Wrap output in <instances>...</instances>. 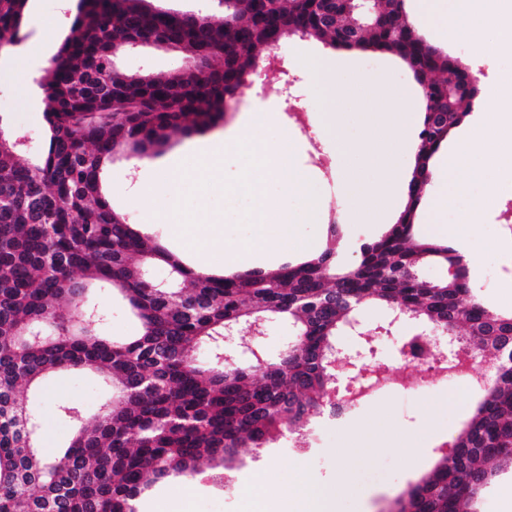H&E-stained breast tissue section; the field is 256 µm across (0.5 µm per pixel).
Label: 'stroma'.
<instances>
[{
  "instance_id": "1",
  "label": "stroma",
  "mask_w": 512,
  "mask_h": 512,
  "mask_svg": "<svg viewBox=\"0 0 512 512\" xmlns=\"http://www.w3.org/2000/svg\"><path fill=\"white\" fill-rule=\"evenodd\" d=\"M78 0H29L22 41L12 54L0 58V117L9 126L27 138L31 151L44 144L42 112L45 108L39 89L28 87L29 75L39 74L70 32ZM425 38L450 54L463 57L473 68L481 94L490 87L507 91L512 89V48L501 46L496 30H487L483 43L487 54H477L468 44L448 46L433 33ZM279 52L288 59L289 72L299 78L293 89V101L284 95V73L279 69L263 71L261 97L244 93L237 108L226 113L216 128L201 133L171 135L159 155L138 160L125 154L117 155L107 173L111 189V203L116 210L127 213L133 223L143 225L147 234L165 247H172L169 226L163 221L168 207L167 198H157L152 220L134 210L127 191L137 182L153 181L161 166H175L179 153L200 138L212 137L227 127L238 126L239 134L248 137L254 131L251 125H238L244 112H274L278 123L262 129L268 140L279 137L282 128H290L292 146L297 164L315 170L317 190L327 217L349 213L351 195L339 182L336 161V140L344 138L360 143L375 117V108L367 99L369 82L387 81L392 94L416 97L420 94L412 72L395 54L388 52L336 51L315 39L290 38ZM323 59L328 65L338 66L348 89L336 103L343 122L337 136H315L313 127L317 115L325 108L320 87L314 77V59ZM185 58L176 52L162 49H138L125 52L119 60L122 69L129 72H167L182 68ZM488 191L485 182L469 181L458 201L449 206L439 223L426 221L425 208H418L417 222L423 235L442 238L445 226L457 223L465 209H475ZM208 204L200 215L207 224L218 225L224 234L226 246L233 247L251 237L253 224L245 214L250 200L235 196L225 198L218 190H206ZM468 234L467 248L476 254L480 264L471 273L483 301L504 312L512 311V235L504 236L498 209L475 210ZM416 331L414 322H402L392 336H381L372 343L373 353L367 356L370 365L389 374L406 373L417 380L420 373L403 369L399 361V347L403 337ZM428 385L409 392L376 391L363 399L352 420L338 424L318 419L312 423L310 434L314 453L307 458L293 455L286 439H279L269 447L253 452L241 449L224 478L228 489L209 482L207 474L188 480L170 476L148 488L136 503L137 512H304V504L292 490V483L313 481L321 485L333 482L340 485L338 512H387L390 503L416 483L448 451L458 429L469 419L475 405L473 391L464 386L442 385L435 375L426 377ZM25 406L43 425V444L48 451H56L72 433V426L58 413L59 403L81 406L92 415L112 397V390L99 378L82 369H69L49 378L39 393L21 391ZM357 433L356 444H347V431ZM382 443L383 449L368 454L367 446ZM266 476L270 491L262 499L252 498L249 489L259 478Z\"/></svg>"
}]
</instances>
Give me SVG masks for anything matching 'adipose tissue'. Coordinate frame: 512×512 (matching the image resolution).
I'll use <instances>...</instances> for the list:
<instances>
[{
    "instance_id": "ef3b65f1",
    "label": "adipose tissue",
    "mask_w": 512,
    "mask_h": 512,
    "mask_svg": "<svg viewBox=\"0 0 512 512\" xmlns=\"http://www.w3.org/2000/svg\"><path fill=\"white\" fill-rule=\"evenodd\" d=\"M421 3L431 24L450 27L453 37L461 42H479L484 14H494L504 22L512 18V0H421ZM409 107L408 101H399L397 111L376 122L361 144L337 140L339 171L347 187L355 188L359 183L361 164H368L379 173L373 190L354 195V214L372 212L384 222L395 219L406 175L395 167L394 160L408 153L407 132L417 119ZM502 155L512 163V99L494 98L486 111L478 113L459 131L447 151L444 165L436 176L434 214L447 211L449 204L457 201L464 180L491 179L489 162Z\"/></svg>"
}]
</instances>
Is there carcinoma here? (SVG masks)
Listing matches in <instances>:
<instances>
[{"instance_id": "carcinoma-1", "label": "carcinoma", "mask_w": 512, "mask_h": 512, "mask_svg": "<svg viewBox=\"0 0 512 512\" xmlns=\"http://www.w3.org/2000/svg\"><path fill=\"white\" fill-rule=\"evenodd\" d=\"M217 2L222 19L184 12L173 24L149 0H81L38 80L46 146L27 152L0 117V512H137V498L164 477L193 479L203 460L227 468L239 448L301 434L336 386L337 337L370 304L458 336L492 362L493 384L451 449L392 510L476 512L483 488L512 468V314L484 303L465 252L421 235L414 219L430 160L480 102L477 77L423 38L405 0H376L368 17L356 0ZM27 3L0 0L5 54L19 42ZM293 36L392 52L412 70L424 116L408 206L352 262L330 224L323 247L300 262L197 272L112 208L104 168L121 152L146 159L170 134L224 120L259 54ZM135 44H167L192 66L118 69L115 58ZM430 264L447 275L424 278ZM148 268L165 270L173 287H157ZM102 288L126 304L141 335L105 336ZM275 322L288 325L296 347L263 366L224 359V336L257 347ZM78 367L110 384L112 401L90 419L60 405L75 432L49 454L19 389L38 391Z\"/></svg>"}]
</instances>
